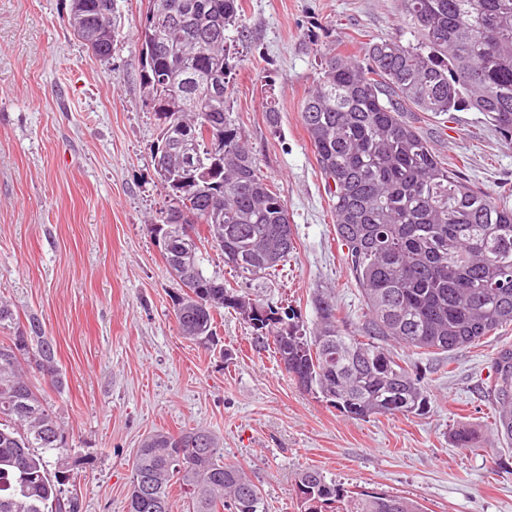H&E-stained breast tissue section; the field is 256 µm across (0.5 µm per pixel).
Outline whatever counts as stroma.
<instances>
[{
  "instance_id": "1",
  "label": "stroma",
  "mask_w": 512,
  "mask_h": 512,
  "mask_svg": "<svg viewBox=\"0 0 512 512\" xmlns=\"http://www.w3.org/2000/svg\"><path fill=\"white\" fill-rule=\"evenodd\" d=\"M149 0H117L112 56H95L65 22L70 0H0V299L36 316L56 344L65 377L46 398L76 452L92 463L69 484L83 512H127L132 462L150 432L203 427L224 461L263 489L268 512H300L295 480L308 467L348 491L399 494L426 512H512V448L456 447L466 426L493 423L492 359L512 346V325L449 353L405 352L431 390L421 416L350 419L302 392L271 351L249 345L240 316L217 322L208 350L180 335L170 296L178 289L147 224L167 206L153 151L157 116L140 89L136 33ZM229 30L236 63L234 118L261 169L280 190L295 230L284 269L235 277L206 248L207 274L305 324L311 297L331 288L349 324L365 307L337 245L332 198L302 124L320 52H360L361 35L408 42L399 0H242ZM280 108L278 128L265 102ZM421 131L463 175L512 196V139L477 112L419 114Z\"/></svg>"
}]
</instances>
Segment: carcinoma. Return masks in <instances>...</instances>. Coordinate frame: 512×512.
I'll list each match as a JSON object with an SVG mask.
<instances>
[{
  "mask_svg": "<svg viewBox=\"0 0 512 512\" xmlns=\"http://www.w3.org/2000/svg\"><path fill=\"white\" fill-rule=\"evenodd\" d=\"M86 10L88 47L112 56L117 0ZM177 20L162 28L145 17L141 45L160 47L143 63L144 91L172 107L161 123V142L188 151L207 182L191 195L177 179L163 180L171 200L158 223L167 232L163 254L171 276L205 296V307L184 289L171 296L184 338L214 344L215 315L229 310L252 328V343L271 349L281 370L304 392L320 395L341 414L358 420L423 415L430 395L404 359L389 346L448 353L512 325V204L448 167L432 141L409 120L474 110L512 136V0H400L415 41L369 40L363 56L336 50L320 55V72L301 118L327 181L334 185L333 218L344 260L360 288L365 320L348 327L336 294L312 298L315 327L295 312L267 305L204 272L203 243L224 254L238 277L258 280L288 262L294 249L288 209L276 184L264 176L232 117L227 90L235 66L226 31L242 22L240 0H171ZM224 154L218 167L211 163ZM189 200L197 215L196 241L170 222L175 202ZM0 512H82L66 485L90 464L68 452L60 417L33 378L64 387L55 344L39 319L16 317L0 302ZM493 431L512 445V348L497 352ZM205 440L189 455L184 439ZM455 445L471 451L493 447L461 427ZM129 512H173L172 488L192 512H268L261 487L239 465L224 462V449L209 430L178 434L158 430L137 450ZM143 485L153 494L145 501ZM303 512H425L408 497L361 491L353 495L306 468L297 477Z\"/></svg>",
  "mask_w": 512,
  "mask_h": 512,
  "instance_id": "obj_1",
  "label": "carcinoma"
}]
</instances>
